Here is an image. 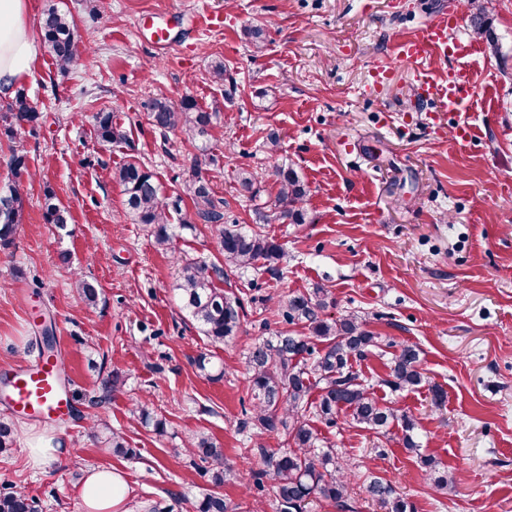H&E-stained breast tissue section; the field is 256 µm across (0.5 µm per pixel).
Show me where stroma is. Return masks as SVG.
<instances>
[{
  "mask_svg": "<svg viewBox=\"0 0 512 512\" xmlns=\"http://www.w3.org/2000/svg\"><path fill=\"white\" fill-rule=\"evenodd\" d=\"M30 2L31 29L51 7L73 19L81 54L63 75L37 46L22 87L41 124L20 141L0 138V186L14 179L13 150L26 154L31 172L21 191L24 222L14 242L0 246V375L38 355L41 320L51 318L74 410L54 420L15 417L13 443L0 452V490L24 492L39 512H84V471L112 466L127 476L131 512L144 502L196 512L214 489L186 446L201 432L234 469L221 494L242 512L256 505L276 512L271 487L258 490L253 481L263 467L257 444L281 441L242 426L252 413L246 353L282 330L279 299L321 284L335 300L329 313L361 314L378 338L380 353L357 364L363 383L420 425L414 455L400 439L346 416L333 427L315 422L350 465L354 512H384L365 491L374 477L415 512H512V0H484L493 49L473 33L461 0ZM445 12L460 15L454 36L464 51L452 63L474 85L464 112L417 101L413 68L394 53L397 41ZM211 14L222 15L223 26L210 25ZM255 25L267 37L259 54L244 35ZM219 59L231 76L224 85L209 75ZM452 63L434 66L444 71ZM380 66L392 71L382 86L372 78ZM187 95L224 114L208 142L220 164H201L200 174L224 198L225 223L253 225L262 210L270 217L265 232L288 254L276 275L225 270L218 285L240 298L243 311L237 338L223 344L201 335L172 291L182 257L221 264L215 230L180 228L181 213L192 210L184 200L170 216L168 249H159L151 226L127 216L115 179L135 159L155 174L163 195L180 191L198 150L180 132L160 137L144 103ZM101 110L112 112L126 141L97 142L92 116ZM464 122L473 133L460 143L454 130ZM272 132L280 136L274 156L265 145ZM278 163L292 165L310 187L306 223L272 217ZM242 166L255 174L253 192L238 183ZM48 188L71 213L66 227L42 220ZM78 276L96 285V306L77 296ZM404 343L422 351L424 381L412 391L380 383L388 354ZM203 353L223 364V378L200 375L194 360ZM113 371L124 387L91 406L98 375ZM146 397L163 431L133 417ZM97 420L125 437L129 455H113L92 436ZM33 428L59 432L72 455L31 469ZM422 454L439 458L456 484L437 489L420 468Z\"/></svg>",
  "mask_w": 512,
  "mask_h": 512,
  "instance_id": "1",
  "label": "stroma"
}]
</instances>
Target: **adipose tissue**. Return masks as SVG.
Listing matches in <instances>:
<instances>
[{"instance_id": "1", "label": "adipose tissue", "mask_w": 512, "mask_h": 512, "mask_svg": "<svg viewBox=\"0 0 512 512\" xmlns=\"http://www.w3.org/2000/svg\"><path fill=\"white\" fill-rule=\"evenodd\" d=\"M28 0H0V99L12 98L31 70L34 40L27 23ZM129 488L111 467L86 470L79 487L85 512H127Z\"/></svg>"}]
</instances>
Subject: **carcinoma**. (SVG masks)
<instances>
[{"instance_id":"carcinoma-1","label":"carcinoma","mask_w":512,"mask_h":512,"mask_svg":"<svg viewBox=\"0 0 512 512\" xmlns=\"http://www.w3.org/2000/svg\"><path fill=\"white\" fill-rule=\"evenodd\" d=\"M474 29L484 36L491 48L496 38L486 22L484 7L471 15ZM41 32L44 44L58 69L68 70L79 52L75 24L55 8L47 10L42 18ZM147 117L154 129L164 135L180 131L198 148L207 151L206 137L214 124L221 121V113L207 112L186 96L175 105L163 98L144 102ZM41 113L33 106L24 90L13 98L0 101V134L8 141L32 134L39 126ZM94 134L102 145L120 143L125 131L114 122L112 112L100 110L93 115ZM273 176L279 186L274 207L276 218L289 224H304V208L309 189L291 166L274 167ZM117 178L125 195L127 213L140 224L153 227L155 242L161 249L170 244L172 233L170 214L181 213L183 197L192 200L194 220L183 219L180 227L190 229L194 222L215 227L220 240L224 267L209 266L194 258H184L178 264L173 290L181 308L199 325L202 334L215 344L234 339L240 328V299L214 283V277L224 269L257 270L263 266L273 273L286 257L282 244L259 229L241 224L224 223L226 202L215 197L213 189L199 172V160L194 157L182 183V192L167 202L153 172L138 161L126 163ZM44 223L62 226L69 223V211L53 192L44 193L42 204ZM21 197H16L7 212L0 216V246L12 243L23 223ZM332 304L331 292L320 285L308 292L296 293L279 302L277 312L291 327L302 325L308 334H299L291 328L255 344L247 353L250 372L249 390L253 413L243 427H252L264 433L283 438V445L275 450L259 447L264 469L257 484L267 480L275 494L279 512H306L311 500L324 501L341 510L347 503L349 468L334 445L321 439L308 423L311 413L327 425L336 424V415L344 410L351 422L384 437L393 428L401 429L402 444L416 451L419 448L418 422L406 413L380 403L374 393L360 382L359 371L353 363L368 357L377 347V336L365 328L366 319L350 313L330 318L325 310ZM387 377L381 383L395 389L414 388L423 379L420 350L414 344H403L386 364ZM123 380L116 372L99 379L97 394L90 403L100 405L118 391ZM318 395H313V390ZM133 416L156 429L164 422L154 413L150 401L139 403ZM105 445L117 456L130 453L124 437L112 432ZM187 448L207 464L213 486L221 487L233 476V469L224 458V450L209 437L195 435L188 439ZM424 472L432 477L436 487L443 490L454 484L456 475L446 470L432 455L420 457ZM368 494L380 500L388 512H414L408 502L394 495L393 490L374 478L367 485ZM238 506L228 502L224 495L211 492L202 498L198 512H237ZM0 512H37L35 501L21 491L0 492Z\"/></svg>"}]
</instances>
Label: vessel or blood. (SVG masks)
<instances>
[{
    "label": "vessel or blood",
    "instance_id": "b4317fda",
    "mask_svg": "<svg viewBox=\"0 0 512 512\" xmlns=\"http://www.w3.org/2000/svg\"><path fill=\"white\" fill-rule=\"evenodd\" d=\"M459 24L457 14H445L421 28L396 46L399 59L411 62L423 61L432 56L453 59L462 52V46L453 37ZM415 87L420 98L434 101L437 109L461 111L471 96L467 75L458 69H449L447 76L438 78L428 70H420ZM63 363L58 359L40 356L18 366L10 383V399L15 410L44 418L69 412L73 401L57 381V373Z\"/></svg>",
    "mask_w": 512,
    "mask_h": 512
}]
</instances>
